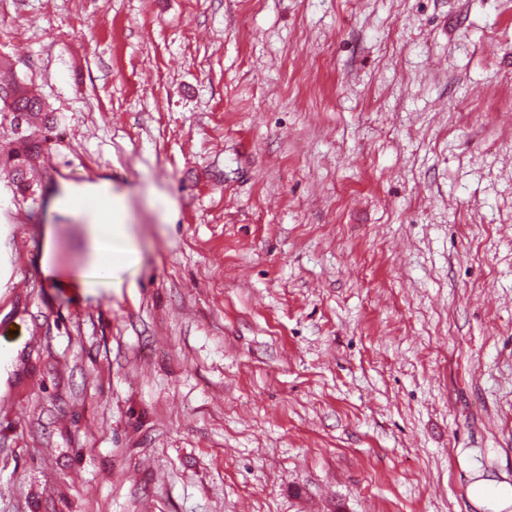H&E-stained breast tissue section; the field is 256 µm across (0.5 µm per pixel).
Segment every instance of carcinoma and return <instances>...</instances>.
<instances>
[{"label":"carcinoma","instance_id":"obj_1","mask_svg":"<svg viewBox=\"0 0 512 512\" xmlns=\"http://www.w3.org/2000/svg\"><path fill=\"white\" fill-rule=\"evenodd\" d=\"M0 102L12 116L10 124L17 143V148L8 155L7 164L12 168L16 188L27 192L30 188L27 182L30 160L41 150L45 130L54 128L57 116L24 85L16 82L0 84Z\"/></svg>","mask_w":512,"mask_h":512}]
</instances>
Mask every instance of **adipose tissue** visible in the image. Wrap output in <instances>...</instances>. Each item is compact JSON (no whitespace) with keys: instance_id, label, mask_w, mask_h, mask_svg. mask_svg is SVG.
I'll return each instance as SVG.
<instances>
[{"instance_id":"1","label":"adipose tissue","mask_w":512,"mask_h":512,"mask_svg":"<svg viewBox=\"0 0 512 512\" xmlns=\"http://www.w3.org/2000/svg\"><path fill=\"white\" fill-rule=\"evenodd\" d=\"M98 205L93 209H85L84 198L80 195L64 198L63 203L76 214H85L91 239L90 266L95 271V279L77 276V283L84 288L98 285L104 288L117 287L116 269L137 263L136 249L131 244V234L123 216V200L112 194L107 185H100L94 190ZM114 254L111 269H104L102 259L106 254Z\"/></svg>"}]
</instances>
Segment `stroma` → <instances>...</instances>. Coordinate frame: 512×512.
<instances>
[{
    "instance_id": "obj_1",
    "label": "stroma",
    "mask_w": 512,
    "mask_h": 512,
    "mask_svg": "<svg viewBox=\"0 0 512 512\" xmlns=\"http://www.w3.org/2000/svg\"><path fill=\"white\" fill-rule=\"evenodd\" d=\"M0 512H496L512 0H0ZM109 183L138 249L72 286ZM0 102L3 103V108L7 109L3 116L12 115L10 124L13 129V139L17 143V148L8 155L6 163L12 168L16 188L21 192H27L30 188L27 182L30 160L41 150L45 140V130L54 128L57 116L53 115L42 100L30 94L24 85L16 82L0 84ZM42 114H44L43 127L37 128L33 120ZM17 115L23 119L21 130H19V124H15Z\"/></svg>"
}]
</instances>
